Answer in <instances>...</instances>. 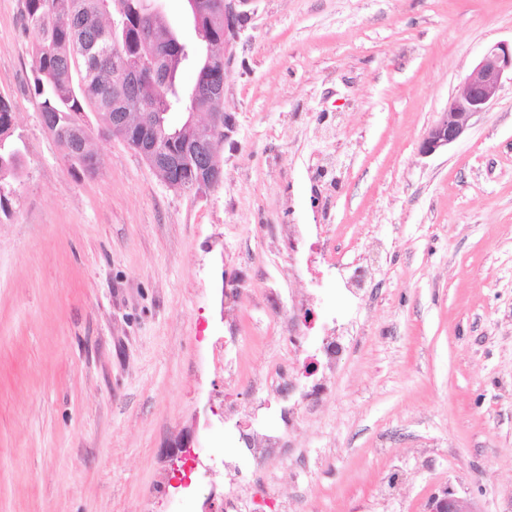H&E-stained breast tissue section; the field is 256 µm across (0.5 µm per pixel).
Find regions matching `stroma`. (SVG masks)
Returning <instances> with one entry per match:
<instances>
[{
	"instance_id": "stroma-1",
	"label": "stroma",
	"mask_w": 512,
	"mask_h": 512,
	"mask_svg": "<svg viewBox=\"0 0 512 512\" xmlns=\"http://www.w3.org/2000/svg\"><path fill=\"white\" fill-rule=\"evenodd\" d=\"M22 7L0 0V94L26 145L0 212V512H168L178 495L220 512L223 405L261 398L213 362L225 285L230 354L258 373L313 288L287 227L326 219L363 297L309 305L351 321L345 359L248 489L256 512H428L445 487L512 512V83L464 139L419 152L484 49L512 40V0H251L228 46L222 178L199 195L100 133L97 170L73 175L29 91ZM189 428L207 450L185 477Z\"/></svg>"
}]
</instances>
